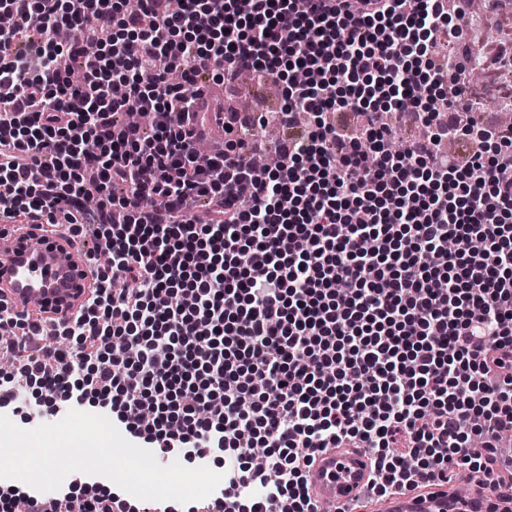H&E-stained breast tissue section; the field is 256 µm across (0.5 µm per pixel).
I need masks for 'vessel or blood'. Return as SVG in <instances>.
I'll list each match as a JSON object with an SVG mask.
<instances>
[{"instance_id": "obj_1", "label": "vessel or blood", "mask_w": 512, "mask_h": 512, "mask_svg": "<svg viewBox=\"0 0 512 512\" xmlns=\"http://www.w3.org/2000/svg\"><path fill=\"white\" fill-rule=\"evenodd\" d=\"M98 272L76 236L60 224L0 225V302L29 317L41 343L53 342L63 324L94 295ZM372 463L364 452L342 448L318 451L306 471L309 497L335 512L364 501ZM500 493L476 486L467 501L470 512H486ZM447 487L429 492L404 489L385 497L381 512H453Z\"/></svg>"}]
</instances>
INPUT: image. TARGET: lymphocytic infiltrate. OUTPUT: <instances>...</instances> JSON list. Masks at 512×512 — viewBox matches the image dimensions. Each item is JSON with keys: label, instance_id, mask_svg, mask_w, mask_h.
<instances>
[{"label": "lymphocytic infiltrate", "instance_id": "1", "mask_svg": "<svg viewBox=\"0 0 512 512\" xmlns=\"http://www.w3.org/2000/svg\"><path fill=\"white\" fill-rule=\"evenodd\" d=\"M469 9L0 0V223L62 215L112 258L64 327L74 346L31 345L34 324L0 304L21 372L0 405L30 377L53 405L97 399L157 458L230 451L223 488L189 512H316L305 471L345 443L372 453L380 497L452 466L512 480V128L461 121L472 70L504 58L462 39ZM246 77L281 82L283 106L225 112L223 148L200 160V80ZM377 98L423 129L400 151ZM134 111L150 127L121 122ZM269 124L280 137L255 139ZM461 138L478 145L464 160L442 148ZM267 150L278 163L256 176Z\"/></svg>", "mask_w": 512, "mask_h": 512}]
</instances>
